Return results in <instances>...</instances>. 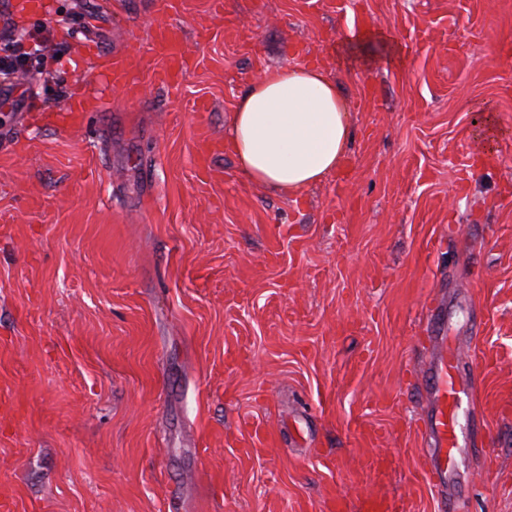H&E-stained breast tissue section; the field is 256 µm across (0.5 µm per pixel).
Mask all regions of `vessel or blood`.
Wrapping results in <instances>:
<instances>
[{
	"instance_id": "obj_1",
	"label": "vessel or blood",
	"mask_w": 512,
	"mask_h": 512,
	"mask_svg": "<svg viewBox=\"0 0 512 512\" xmlns=\"http://www.w3.org/2000/svg\"><path fill=\"white\" fill-rule=\"evenodd\" d=\"M51 14L50 0H11V15L15 19L27 20ZM153 51L164 59L159 81L169 86L178 85L188 68L180 30L171 27L158 32L153 38ZM96 58L98 76L106 84L127 89L136 87V66L128 55L100 50ZM101 109L102 103L96 97L74 96L63 105L60 113L45 114L44 121L49 125L78 129L83 126L87 113ZM432 340L437 352L426 367L429 385L425 417V476L439 496L441 512H454L456 496L450 491L449 476L457 453L466 445L459 423V409L466 387L456 377V350L449 346L447 336L436 334Z\"/></svg>"
}]
</instances>
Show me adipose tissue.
Returning <instances> with one entry per match:
<instances>
[{
  "instance_id": "obj_1",
  "label": "adipose tissue",
  "mask_w": 512,
  "mask_h": 512,
  "mask_svg": "<svg viewBox=\"0 0 512 512\" xmlns=\"http://www.w3.org/2000/svg\"><path fill=\"white\" fill-rule=\"evenodd\" d=\"M352 120L335 81L318 66L268 68L239 98L224 132L251 183L297 196L335 170Z\"/></svg>"
}]
</instances>
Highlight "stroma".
Segmentation results:
<instances>
[{"instance_id":"1","label":"stroma","mask_w":512,"mask_h":512,"mask_svg":"<svg viewBox=\"0 0 512 512\" xmlns=\"http://www.w3.org/2000/svg\"><path fill=\"white\" fill-rule=\"evenodd\" d=\"M40 69L0 85V501L9 512H437L421 475L439 313L477 414L458 512H512V0H54ZM372 26H365V18ZM179 86L100 83L82 35ZM374 41L363 68L335 54ZM314 62L349 103L335 173L248 182L223 140L261 73ZM102 98L78 131L43 109ZM264 431L265 442L255 439ZM153 52L164 58V68L158 80L166 85H179L188 68V57L183 46L181 31L171 27L158 32L153 37Z\"/></svg>"}]
</instances>
